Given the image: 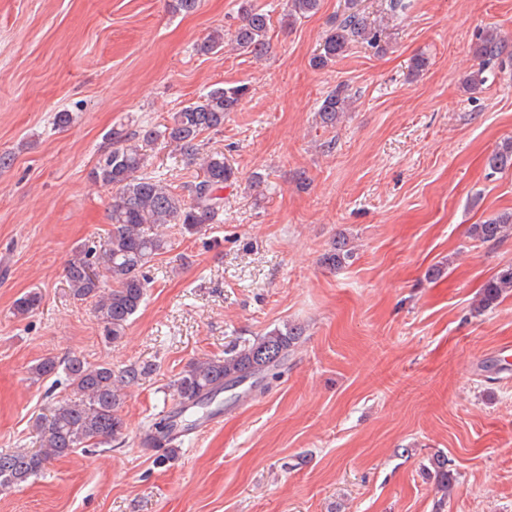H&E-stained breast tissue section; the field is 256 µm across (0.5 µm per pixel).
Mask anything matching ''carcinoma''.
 <instances>
[{
  "mask_svg": "<svg viewBox=\"0 0 512 512\" xmlns=\"http://www.w3.org/2000/svg\"><path fill=\"white\" fill-rule=\"evenodd\" d=\"M320 0H289L288 23L319 9ZM241 23L231 38L234 47L254 57L265 55L269 48L270 18L253 3L241 0ZM382 50L380 30L371 23L357 0L348 7L336 26L326 34L312 65L322 69L334 63L352 42ZM508 53V43L494 32L480 34L474 54L487 65ZM247 93L244 85L217 87L197 102L173 114L164 129L143 128L134 133L112 131V150L91 172V179L115 189L110 206L112 230L97 247L75 250L66 266V279L74 299L91 301L94 317L102 327L104 338L116 343L125 335L131 318L145 301L149 278L148 263L165 252L168 241L162 227H176L190 235L210 224L220 222L224 212L221 192L236 178L233 167L222 152L200 151L199 136L208 130L218 131L224 120L236 111ZM353 95L347 85L327 92L319 109L321 123L334 127L349 111ZM160 140L178 148L190 164L203 172L199 180L187 182L182 192L146 172L148 160L136 145L135 138ZM489 169L512 168V140L505 142L487 160ZM469 236L489 245H498L512 236V214L472 224ZM351 257L345 238L334 242L324 257L331 269L342 267ZM512 291V265L503 267L481 289L480 314L494 307L503 294ZM41 295L30 292L19 298L15 312L25 315L36 309ZM302 329L284 325L258 336L253 341L224 351V356L203 358L190 363L173 380L175 409L149 425L154 437L172 441L175 421L189 412L207 410L224 389L241 385L254 378L266 379L278 369L300 341ZM63 369L71 394L56 402L49 417L39 425V447L32 450L0 452V491L28 482L45 473L51 460L65 457L78 448L107 444L121 439L124 421L119 414L122 388L138 379L135 368L114 370L108 362L90 363L76 354L59 363L48 357L34 368L39 377ZM437 486L450 488L453 475L448 458L438 455L432 460Z\"/></svg>",
  "mask_w": 512,
  "mask_h": 512,
  "instance_id": "carcinoma-1",
  "label": "carcinoma"
}]
</instances>
